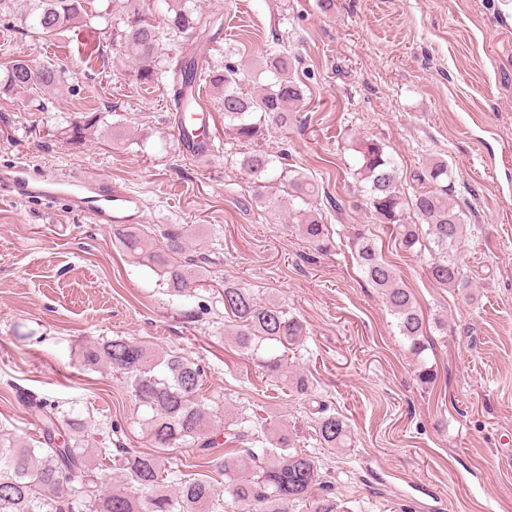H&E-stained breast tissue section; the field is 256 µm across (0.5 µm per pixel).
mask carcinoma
Segmentation results:
<instances>
[{
	"instance_id": "carcinoma-1",
	"label": "carcinoma",
	"mask_w": 512,
	"mask_h": 512,
	"mask_svg": "<svg viewBox=\"0 0 512 512\" xmlns=\"http://www.w3.org/2000/svg\"><path fill=\"white\" fill-rule=\"evenodd\" d=\"M30 2L32 8L20 22H31L44 38H53L77 24L90 27L93 20L104 18L102 13L87 11V0ZM189 2L176 0L157 24L136 12L123 20L120 39L133 52L137 79L152 84L169 72L178 98L184 90L208 79L222 91L225 133L243 145L258 140L270 128L295 121L303 90L289 76L291 61L286 50L267 54L264 71L273 75V82L253 90L243 87L238 65L229 61L224 69L211 70L205 76L183 61L159 68L164 41H189L210 26L208 18ZM62 82V69L51 64L36 66L16 59L0 68V94L38 96ZM101 122L100 113H83L71 127L70 138L81 141ZM353 150L359 163L353 175L364 183L365 204L375 221L388 226L408 251L425 241L440 251V257L427 269L435 283L460 291L470 288L468 276L448 256V248L457 242L464 225L448 182V164L432 161L422 167L415 174L421 189L408 196L400 189L398 167L380 143L362 139L355 142ZM238 164L252 177L258 202H269L266 188L274 179L286 184L304 204L319 193V186L303 173L294 175L285 166L276 168L274 156L264 150L241 153ZM290 216L312 248L321 253L331 250L333 241L314 212L294 208ZM112 233L129 255L156 272L178 295L194 289L191 269L213 264L208 248L190 244L185 224H162L150 235L136 224H115ZM355 253L365 278L380 289L396 318L409 352L419 359V381L431 383L434 370L422 359L427 329L414 295L371 238L358 235ZM221 301L224 311L234 318V343L239 351L255 358L264 373L284 386L308 392V380L286 371L282 356L276 354L280 348L287 351L299 344L303 324L283 305L265 302L251 289L227 278ZM80 355L84 365L107 368L130 383L139 405L151 411L146 426L152 447L187 445L206 458L224 445L232 446L216 465L224 475V489L244 512H292L297 506L306 512H338L336 496L323 484L316 461L295 447L286 431H271L250 417L227 419L201 404L198 393L203 372L195 362L172 350L156 354L122 337L91 342ZM23 398L29 414L39 423L40 436L35 445L0 439V512H220L223 493L210 481L185 480L153 453L89 448L81 439L79 423L60 406L32 391L24 392ZM316 436L329 450L351 445L346 421L323 408ZM112 468L121 472L125 487L112 488L111 476L106 474Z\"/></svg>"
}]
</instances>
